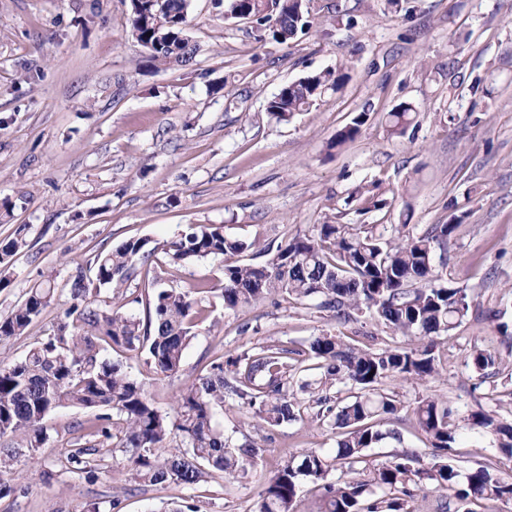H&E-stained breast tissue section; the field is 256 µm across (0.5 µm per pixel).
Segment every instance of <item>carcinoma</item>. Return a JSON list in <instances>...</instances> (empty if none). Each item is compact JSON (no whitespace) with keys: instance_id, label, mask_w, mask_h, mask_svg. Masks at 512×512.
Here are the masks:
<instances>
[{"instance_id":"1","label":"carcinoma","mask_w":512,"mask_h":512,"mask_svg":"<svg viewBox=\"0 0 512 512\" xmlns=\"http://www.w3.org/2000/svg\"><path fill=\"white\" fill-rule=\"evenodd\" d=\"M131 34L162 65L187 64L195 58L185 29L191 0H130ZM224 13H246L258 29L287 43L310 25L303 0H222ZM343 76L332 71L308 74L285 86L267 102L278 121H288L310 107ZM411 106L388 113L390 132L401 134ZM366 115L361 113L336 134V144L353 141ZM454 224H435L420 234L397 224L389 237L345 224H320L314 235H297L276 246L247 242L219 227L195 224L164 244L169 264L177 266L224 258V310L237 313L267 296L285 293L303 304L349 321L369 313L392 334L417 341L413 347L372 348L339 336H313L304 349L264 342L223 361L179 394L174 415L161 413L143 387L122 366L102 356V345L146 353L157 373L177 372L192 340L191 324L206 313L203 295L210 281L187 288L157 290L147 297H128V281L136 261L155 249L143 238L129 239L101 250L78 267L71 283L73 298L84 304L64 309L53 334L36 340L26 355L0 362V438L36 449L46 442L42 423L54 410L72 406L91 412L85 434L66 455L68 468L94 480L104 470L105 452L125 456L131 481L146 485L175 483L193 488L214 478L246 472L247 463L262 455L254 445L230 446L216 417L228 400L246 409L248 417L268 426L307 418L329 423L338 431L334 456L309 451L278 467L263 489L257 512H294L299 484L320 486V512H412L409 503L429 489L448 490L459 505L477 500L512 498V481L496 473L488 461L466 474L448 459L456 442L454 410L432 397L418 401L414 415L426 440L442 459L430 467L413 454H398L385 465L365 464L367 449L389 437L381 426L397 412L392 396L379 385L388 379L425 380L437 372L441 337L462 323L470 309L468 294L448 284L444 265L435 264ZM253 251L267 257L261 264L240 256ZM119 299L111 309L97 305L101 290ZM56 288L47 279L29 289L25 299L0 317V342L24 335L54 300ZM146 303L140 321L121 312L122 300ZM467 364L481 372L494 364L490 353L475 348ZM315 370L312 380L303 377ZM309 392L307 406L298 393ZM471 426L493 436L497 448L512 455V424L494 414H470ZM181 438L173 452L168 442ZM11 449L0 453V497L12 492L3 475L11 470ZM336 480L328 479L331 471Z\"/></svg>"}]
</instances>
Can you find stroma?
I'll use <instances>...</instances> for the list:
<instances>
[{"label":"stroma","instance_id":"stroma-1","mask_svg":"<svg viewBox=\"0 0 512 512\" xmlns=\"http://www.w3.org/2000/svg\"><path fill=\"white\" fill-rule=\"evenodd\" d=\"M309 27L285 44L260 39L254 23L228 20L218 0H192V66L151 65L130 34V0H0V243L24 231L27 247L0 264V316L45 279L58 290L23 336L0 344L20 359L53 332L71 303L76 266L135 237L155 253L131 288L162 281L183 288L208 279L204 319L192 329L178 373L164 376L137 351L105 349L161 411L210 362L262 342L307 345L328 333L403 345L376 318L346 324L314 301L270 296L244 313L224 309L223 258L172 267L163 245L187 225L206 224L247 241L277 244L321 224L409 222L419 233L454 224L442 259L448 280L469 296L468 316L440 344L439 372L389 380L398 410L370 465L405 452L435 461L413 414L434 397L455 410L454 463L469 471L494 460L512 478V457L471 429L484 409L512 423V0H305ZM321 70L342 74L307 111L286 122L266 104L284 85ZM413 108L400 136L385 117ZM354 141L336 134L358 114ZM385 198L364 209L356 190ZM485 349L494 363L475 372L466 358ZM86 411L64 407L44 421L48 440L24 449L6 479L0 512H255L277 461L310 450L331 455L336 433L307 420L271 428L235 409L218 422L231 445L255 444L247 475H216L187 489L129 480L122 454L98 479L62 464L69 427ZM120 506H113V499Z\"/></svg>","mask_w":512,"mask_h":512}]
</instances>
